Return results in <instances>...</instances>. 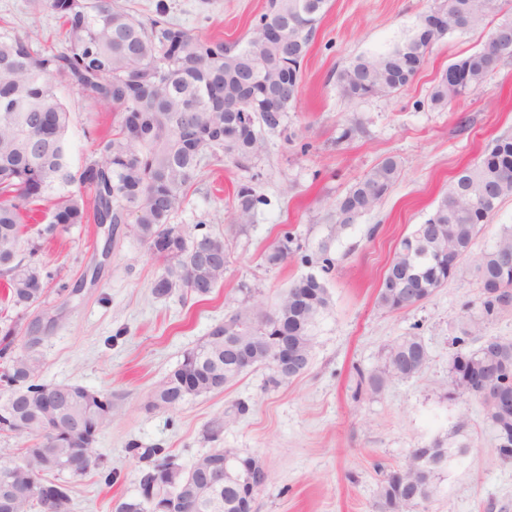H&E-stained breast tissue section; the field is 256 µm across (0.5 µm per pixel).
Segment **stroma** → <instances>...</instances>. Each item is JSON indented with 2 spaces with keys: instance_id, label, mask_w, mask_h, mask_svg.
Here are the masks:
<instances>
[{
  "instance_id": "stroma-1",
  "label": "stroma",
  "mask_w": 512,
  "mask_h": 512,
  "mask_svg": "<svg viewBox=\"0 0 512 512\" xmlns=\"http://www.w3.org/2000/svg\"><path fill=\"white\" fill-rule=\"evenodd\" d=\"M168 19L202 37L232 43L246 36L267 0H166ZM435 0H330L302 64L301 93L284 126L265 136L249 169L228 161L206 166L174 221L187 236L224 237V283L206 299H158L151 284L161 265L131 225L114 231L90 223L47 240L37 259L73 295L49 290L18 316L15 353L35 346L46 383H78L112 393L110 422L101 430V466L71 480L73 512H114L135 494L147 460L130 444L162 448L182 465L215 448L258 456L269 480L254 512H375L387 472L411 449L435 440L451 450L428 512H512V460L496 453V432L481 401L447 399L448 359L457 346L476 348L480 336L512 338V308L485 318L474 267L424 303L401 311L377 304L385 271L400 238L424 223L449 180L474 163L495 138L512 137V60L482 87L445 111L429 94L448 65L480 49L489 28L454 34L432 46L410 85L361 101L344 98L334 73L350 59L385 51L414 32ZM61 24L45 0H0V35L37 34L59 50ZM56 91L71 113L72 167L114 120L107 105L65 82ZM397 156L401 173L389 193L354 224L331 218L337 199L383 158ZM252 183L263 202L253 223L232 219L233 191ZM299 250L278 268L265 251L282 231ZM320 275L331 306L319 318L312 359L279 387L267 369L242 375L221 393L194 397L173 410H148L154 385L173 370L238 302L272 306L302 275ZM481 333L462 336L469 320ZM422 337L429 362L417 377L391 382L378 395L358 389V370L378 367L386 347L402 336ZM247 414L234 415L237 402ZM223 418L218 437L209 429ZM116 471L106 485L104 475Z\"/></svg>"
}]
</instances>
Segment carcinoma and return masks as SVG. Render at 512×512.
Wrapping results in <instances>:
<instances>
[{"label": "carcinoma", "mask_w": 512, "mask_h": 512, "mask_svg": "<svg viewBox=\"0 0 512 512\" xmlns=\"http://www.w3.org/2000/svg\"><path fill=\"white\" fill-rule=\"evenodd\" d=\"M329 0H268L245 44H226L196 36L165 20L168 5L158 0L155 17L143 21L112 0H46L62 21V51L35 50L33 37L0 38V279L11 305L27 312L42 302L44 286L54 274L36 260L40 243L28 242V260L18 257L25 227L22 209L55 195L57 201L43 214L47 225L39 236L93 222L125 224L160 261L162 271L152 282L151 293L166 298L186 292L199 299L209 296L224 279V266L201 268L193 264L191 241L172 237L174 214L182 207L207 159L226 158L245 167L263 149L264 132L280 128L301 90L302 63ZM499 9V0H439L420 17L414 33L392 49L357 56L336 71L342 96L353 100L385 96L407 87L429 49L455 32L466 33L485 24ZM512 59V42L491 41L461 57L441 75L429 95L433 110L476 92L493 72L492 61ZM253 76L254 96L276 86L291 102L283 112L255 110L225 112L220 104L239 97L240 79ZM112 106L116 121L112 131L94 141V149L78 171H73L67 147L70 112L59 98L54 80ZM38 124L31 126L28 116ZM400 161L389 156L358 180L334 208L336 223L346 226L371 211L400 176ZM470 189L457 196L460 185ZM493 191L495 203L512 196V137H500L473 165L448 182L441 201L423 224L402 237L383 280L416 282L421 288L442 286L471 258L481 281V312L492 316L499 303L512 299V265L502 261L512 255V227L503 229L496 244L477 255L467 251L478 227L487 223L496 207L481 200ZM262 198L253 187H236L232 208L239 224L250 223ZM437 228L436 249L419 247L426 225ZM289 232L264 254L271 267L288 261L296 252ZM378 303L388 310H402L406 302L395 289L379 288ZM324 284L307 274L293 281L269 311L257 306L238 308L230 315L240 326L238 339L259 335V320L277 314L305 338L312 350L314 330L329 309ZM18 322L0 327V436L14 437L21 447L5 449L16 457L0 470V512H72L71 487L58 476L68 473L73 448L63 433L75 415L100 433L112 412V394L74 383V398L67 408L51 406V387L41 381L43 360L34 349L13 353ZM224 329L212 327L203 341L186 351L180 364L152 390L147 408L169 410L189 397L224 391L240 373L228 360ZM497 350L455 351L448 360L451 389L459 396L456 374L460 357L469 362L472 385L478 396L480 383L491 378L486 369L512 361V339L486 336ZM428 363L427 347L418 336H402L386 348L383 365L358 372L359 386L381 393L394 380L420 375ZM497 433V454L512 459V417H489ZM43 439L52 463L41 460L29 441ZM132 451L151 460L139 482L154 481L161 497L178 492L188 473L199 470L218 449L197 457L189 466L177 462L160 448ZM448 457L440 441L428 452L413 449L406 463L386 473L380 483L376 512H412L431 501L441 469L434 461ZM53 475L55 479L43 478ZM237 487L224 484L222 497L198 512H237ZM115 512H150L147 500L137 493L121 501Z\"/></svg>", "instance_id": "1"}]
</instances>
